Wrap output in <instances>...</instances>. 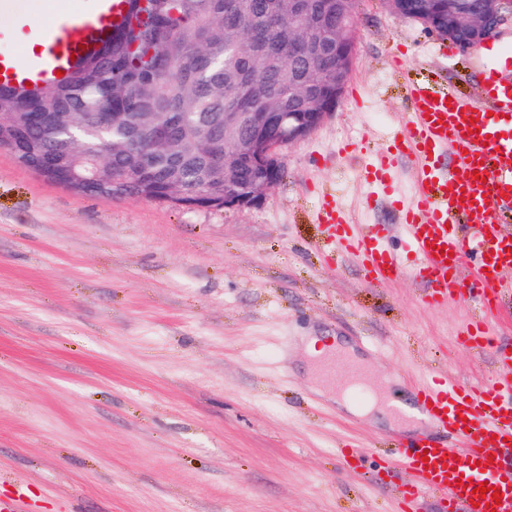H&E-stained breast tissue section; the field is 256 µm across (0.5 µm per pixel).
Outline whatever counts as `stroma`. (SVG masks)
I'll list each match as a JSON object with an SVG mask.
<instances>
[{"label":"stroma","instance_id":"1","mask_svg":"<svg viewBox=\"0 0 512 512\" xmlns=\"http://www.w3.org/2000/svg\"><path fill=\"white\" fill-rule=\"evenodd\" d=\"M358 52L340 105L283 150L257 206L200 210L85 195L0 149V497L22 512H398L405 436L379 409L336 401L358 385L405 396L426 371L481 379L491 354L459 346L473 309L432 307L408 275L367 283L322 244L325 196L382 245H409L392 189L362 165L388 150L422 80L476 98L464 53L385 0H356ZM311 336L352 347L358 372L327 378Z\"/></svg>","mask_w":512,"mask_h":512}]
</instances>
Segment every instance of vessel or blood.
<instances>
[{
	"label": "vessel or blood",
	"instance_id": "vessel-or-blood-1",
	"mask_svg": "<svg viewBox=\"0 0 512 512\" xmlns=\"http://www.w3.org/2000/svg\"><path fill=\"white\" fill-rule=\"evenodd\" d=\"M125 0H94L87 10L43 26L25 15L17 27L36 41L33 53L0 51V84L36 83L67 70L72 58L108 39ZM480 98L450 95L430 83H413L410 112L386 155L365 168L367 182L388 186L400 160L415 165L416 186L408 201H395L398 221L412 260H402L380 244L375 226L349 223L342 206L327 198L316 222L333 247L351 255L366 280L387 281L409 274L426 289L429 305L479 303L483 316L458 331V342L484 352L491 342L486 317L512 300V237L501 231L500 216L512 208V49L491 42ZM475 224L473 236L459 225ZM473 261L470 284L456 276ZM411 400L435 432L411 436L400 458L415 484L402 493L401 512H422L434 498L445 512H512V353L499 355L482 381L464 384L450 377H425L411 386ZM463 444L450 460L449 436ZM488 483L503 495L495 510L479 505L474 490Z\"/></svg>",
	"mask_w": 512,
	"mask_h": 512
}]
</instances>
